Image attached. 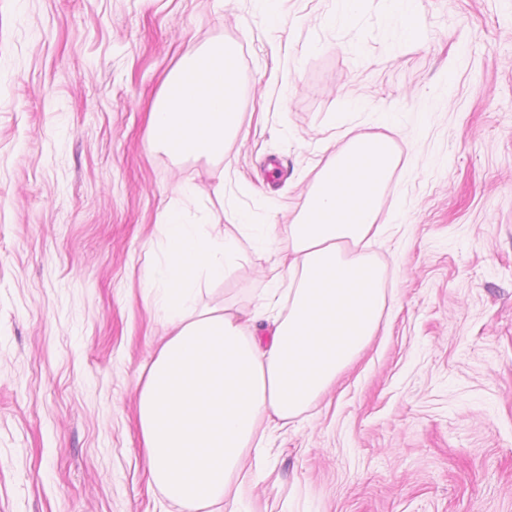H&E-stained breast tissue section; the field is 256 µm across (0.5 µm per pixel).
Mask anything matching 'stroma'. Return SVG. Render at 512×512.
<instances>
[{"label":"stroma","mask_w":512,"mask_h":512,"mask_svg":"<svg viewBox=\"0 0 512 512\" xmlns=\"http://www.w3.org/2000/svg\"><path fill=\"white\" fill-rule=\"evenodd\" d=\"M0 0V512H179L148 481L138 380L165 330L143 296L155 226L230 206L285 236L346 97L413 158L372 245L386 328L269 437L251 512H512V0ZM334 25H327L328 15ZM238 56L240 135L175 162L147 113L183 58ZM223 198L212 193L220 169ZM251 256L205 299L251 316ZM412 0H387L388 10L393 20L399 21L404 35L408 39L414 36L416 25L414 23V14L411 8Z\"/></svg>","instance_id":"35a3bbf8"}]
</instances>
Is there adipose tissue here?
<instances>
[{"mask_svg":"<svg viewBox=\"0 0 512 512\" xmlns=\"http://www.w3.org/2000/svg\"><path fill=\"white\" fill-rule=\"evenodd\" d=\"M238 97L232 48L181 60L149 114L153 147L176 161H223L240 132ZM359 107L346 101L331 119V155L285 237L235 208L225 225L188 221L189 186L155 226L160 253L143 288L167 338L146 370L138 425L150 480L181 512H249L232 491L246 457L264 462L269 425L310 410L381 328L388 299L369 247L401 155L394 120L345 136V114ZM245 240L269 274L263 310L244 322L235 305L201 297L234 277Z\"/></svg>","mask_w":512,"mask_h":512,"instance_id":"adipose-tissue-1","label":"adipose tissue"}]
</instances>
